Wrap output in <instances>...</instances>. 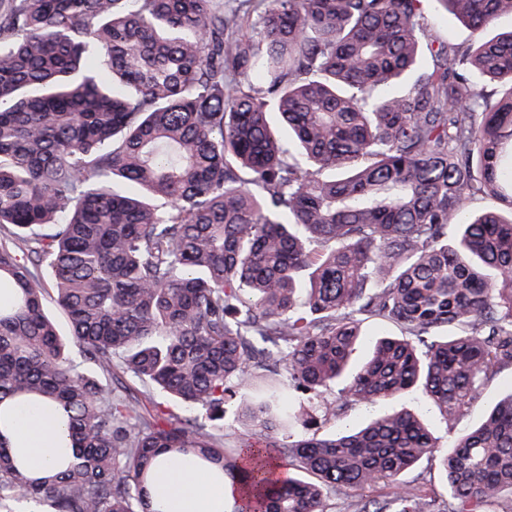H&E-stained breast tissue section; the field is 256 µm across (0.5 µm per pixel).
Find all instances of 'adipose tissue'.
I'll return each mask as SVG.
<instances>
[{
  "label": "adipose tissue",
  "instance_id": "obj_1",
  "mask_svg": "<svg viewBox=\"0 0 512 512\" xmlns=\"http://www.w3.org/2000/svg\"><path fill=\"white\" fill-rule=\"evenodd\" d=\"M14 447L22 449L31 468L47 469L58 449L67 447L64 430L44 413H15L8 432ZM152 495L164 502V512H231L237 490L230 481L205 474L200 468L166 463L157 470Z\"/></svg>",
  "mask_w": 512,
  "mask_h": 512
}]
</instances>
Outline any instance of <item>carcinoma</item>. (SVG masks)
Instances as JSON below:
<instances>
[{
	"instance_id": "1",
	"label": "carcinoma",
	"mask_w": 512,
	"mask_h": 512,
	"mask_svg": "<svg viewBox=\"0 0 512 512\" xmlns=\"http://www.w3.org/2000/svg\"><path fill=\"white\" fill-rule=\"evenodd\" d=\"M431 3L472 41L427 40ZM504 16L0 0V512H159L153 473L185 459L234 482L233 512H512V379L443 453L403 408L318 426L418 391L450 428L512 369ZM367 322L398 333L354 367ZM118 371L186 409L158 422ZM300 399L321 419L298 429ZM19 405L65 426L47 472L3 438ZM437 455L442 502L400 481Z\"/></svg>"
}]
</instances>
